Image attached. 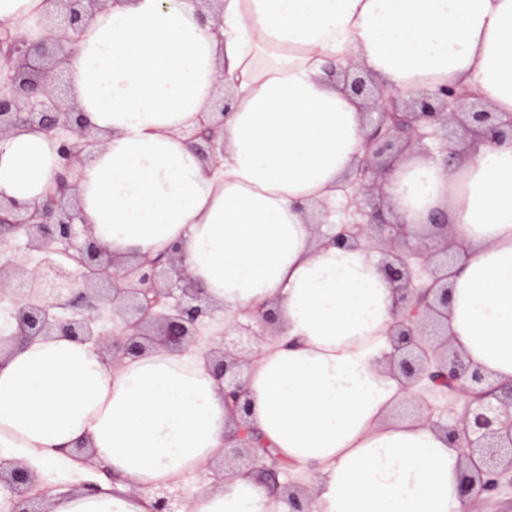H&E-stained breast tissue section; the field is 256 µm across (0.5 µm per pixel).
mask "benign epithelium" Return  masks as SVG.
<instances>
[{
    "mask_svg": "<svg viewBox=\"0 0 512 512\" xmlns=\"http://www.w3.org/2000/svg\"><path fill=\"white\" fill-rule=\"evenodd\" d=\"M122 0H50L53 9L24 29L0 31V138L40 132L58 141L60 169L51 191L34 204L0 200V299L11 303L14 331L0 345L59 333L93 344L106 360L136 357L152 349L184 354L197 345L200 329L224 308L214 305L171 253L118 261L93 237L77 202L78 182L88 148L101 143L74 103L66 69L78 36L94 14ZM344 86L363 100L365 154L347 177L350 202L362 220L325 233L326 244L364 246L383 254L381 267L394 284L401 318L391 326L390 371L409 393L413 413L439 429L459 449L458 488L464 504L482 495L512 491V387L502 389L466 361L448 336V220L434 215L417 232L401 221L387 222L361 200L385 196L391 163L408 152H425L422 141L441 134L447 157L458 144L512 141V117L504 120L466 90L442 86L404 98L357 68L341 73ZM230 98L218 87L209 119L189 134L205 159L224 153V117ZM25 239L24 246L13 241ZM250 322L228 325L209 340L205 353L236 425L237 444L226 448L210 469L223 480L260 466L280 490L289 512H312L305 488L269 454L247 426L245 373L257 360L276 325L271 309L257 308ZM112 323L104 329L103 322ZM443 400L436 414L430 400ZM35 480L20 463L0 464V488L9 492V512L34 508L46 499L32 494Z\"/></svg>",
    "mask_w": 512,
    "mask_h": 512,
    "instance_id": "obj_1",
    "label": "benign epithelium"
}]
</instances>
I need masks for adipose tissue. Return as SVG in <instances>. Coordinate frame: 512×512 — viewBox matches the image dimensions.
<instances>
[{"instance_id": "ef3b65f1", "label": "adipose tissue", "mask_w": 512, "mask_h": 512, "mask_svg": "<svg viewBox=\"0 0 512 512\" xmlns=\"http://www.w3.org/2000/svg\"><path fill=\"white\" fill-rule=\"evenodd\" d=\"M213 33L191 0H132L97 12L67 72L105 138L79 201L117 257L175 248L225 322L268 305L278 321L246 373L248 421L308 487L314 512H463L460 454L423 421L390 419L405 393L390 372L394 288L362 247L323 245L312 204L335 202L363 155L360 98L335 70L355 65L402 95L468 88L512 115V0H223ZM223 79L224 156L186 140ZM57 144L0 139V196L41 198ZM387 198L413 228L446 213L456 243L448 334L498 384L512 383V143L443 165L402 159ZM198 344L104 362L91 344L39 338L0 359V462L42 476L94 448V493L52 491L50 512H288L254 477L208 485L226 444L224 387Z\"/></svg>"}]
</instances>
